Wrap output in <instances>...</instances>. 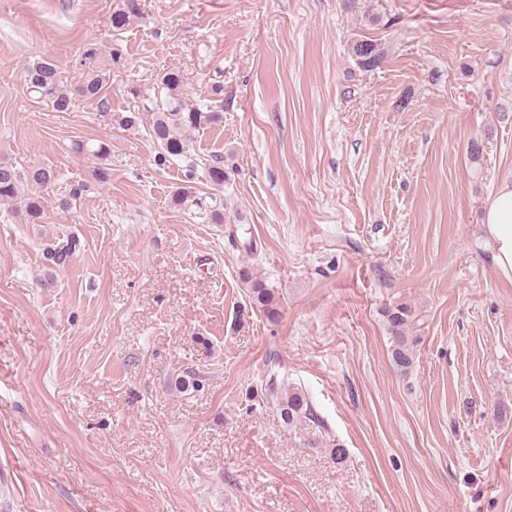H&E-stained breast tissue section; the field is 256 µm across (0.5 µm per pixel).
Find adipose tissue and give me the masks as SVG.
Returning <instances> with one entry per match:
<instances>
[{
    "label": "adipose tissue",
    "mask_w": 512,
    "mask_h": 512,
    "mask_svg": "<svg viewBox=\"0 0 512 512\" xmlns=\"http://www.w3.org/2000/svg\"><path fill=\"white\" fill-rule=\"evenodd\" d=\"M483 248L494 274L512 282V177L504 178L483 209Z\"/></svg>",
    "instance_id": "adipose-tissue-1"
}]
</instances>
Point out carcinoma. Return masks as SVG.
I'll return each mask as SVG.
<instances>
[{"instance_id": "carcinoma-1", "label": "carcinoma", "mask_w": 512, "mask_h": 512, "mask_svg": "<svg viewBox=\"0 0 512 512\" xmlns=\"http://www.w3.org/2000/svg\"><path fill=\"white\" fill-rule=\"evenodd\" d=\"M139 11V0H122V4L112 15V26L116 29L124 27L131 16ZM352 53L358 63L365 69H371L382 61L383 55L377 46L365 40H359L352 46ZM87 71L80 85L69 91L61 88L56 65L48 59H40L27 65L25 81L29 89L38 99L51 101L58 112H66L72 106V98L77 95L89 101H103L105 88L110 79L111 69L99 63L98 49L87 45L82 53ZM183 80L180 71L170 69L158 79V88L164 91L162 96H143V111L104 112L102 117L109 126L132 129L143 126L158 148L162 160L185 159L189 167L187 178H195L198 163L188 158L190 152V135L205 126L223 122L224 115L218 104L223 102L224 85L215 81L210 85V98L189 103L182 93ZM73 150L91 156L97 164L95 175L100 181L109 177V168L105 161L110 156L108 141L100 140L96 144L76 142ZM206 181L214 188L224 186V162L214 157L203 164ZM57 175L52 168L42 165L18 168L8 160L0 157V205H8L12 212L24 216L29 224H38L45 214L44 192L55 185ZM177 206L192 205L202 207V201L196 195V187L187 184L177 188L172 196ZM77 243L72 237L52 240L45 248V259L50 262V272L40 280L43 288L56 286L54 272L68 266L75 257ZM239 279L244 285L251 307L262 313L270 323L278 322L281 316V305L277 292L265 280L247 267L239 271ZM390 340L392 360L398 367L405 369L412 365L414 347L420 336V313L411 304L400 301L390 304L384 310ZM174 387L184 391L199 390L203 387V377L193 369L182 372L174 383ZM266 403L275 409L283 424L297 429L311 423L320 425L321 421L315 413L306 393L299 387L288 382V373L272 374L265 379Z\"/></svg>"}]
</instances>
